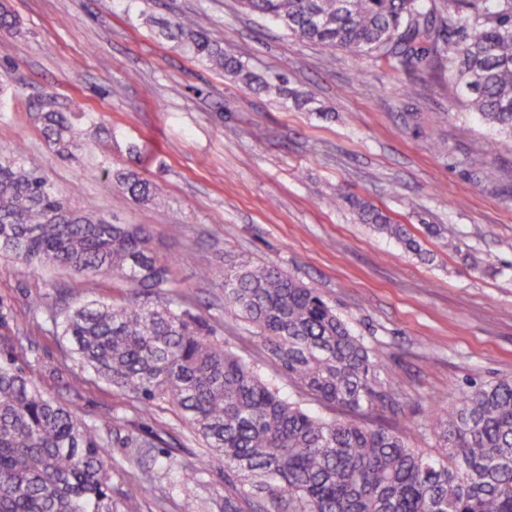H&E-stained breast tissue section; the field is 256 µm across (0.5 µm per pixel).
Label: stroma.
Here are the masks:
<instances>
[{
  "mask_svg": "<svg viewBox=\"0 0 512 512\" xmlns=\"http://www.w3.org/2000/svg\"><path fill=\"white\" fill-rule=\"evenodd\" d=\"M16 20L0 31V151L23 146L29 165L75 205L142 224L171 265L175 286L217 340L252 360L291 395L259 329L224 312V269L239 259L274 265L318 289L394 379L411 447L438 454L430 412L467 384L512 374V155L493 154L494 131L448 79L396 72L382 61L326 55L238 0H0ZM200 16L211 37L260 74L286 75L287 95L256 93L191 59L160 36L159 18ZM82 97L99 124L107 168L50 149L31 104ZM136 171L165 202L133 201L116 184ZM349 194L404 224L419 245L360 223ZM440 233L432 236L428 225ZM123 285L81 288L68 272L34 271L0 256V358L92 424L111 427L114 498L141 512H184L172 478L125 461L134 422L180 462L201 442L179 410L150 418L87 370L53 331L49 313L119 299ZM33 336L20 348L18 333Z\"/></svg>",
  "mask_w": 512,
  "mask_h": 512,
  "instance_id": "1",
  "label": "stroma"
}]
</instances>
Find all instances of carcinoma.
<instances>
[{"label": "carcinoma", "instance_id": "obj_1", "mask_svg": "<svg viewBox=\"0 0 512 512\" xmlns=\"http://www.w3.org/2000/svg\"><path fill=\"white\" fill-rule=\"evenodd\" d=\"M329 54L341 50L394 70L419 67L455 80L468 105L512 154V0H241ZM161 34L192 59L260 93L283 90L212 39L192 17ZM56 153L97 148L77 123L97 116L71 99L38 103ZM135 201L163 200L141 174L118 175ZM342 200L360 220L420 245L406 227L358 198ZM31 269L64 268L87 288H128L110 304L87 300L54 313L56 333L74 344L82 368L128 397L139 417L161 402L178 408L203 446L224 461V512H512V375L461 391L429 418L444 452H419L395 429L358 422L374 410L401 414L393 380L315 288L279 268L242 259L224 270V312L262 332L277 371L300 395L284 397L214 328L182 307L167 262L138 224H118L87 205L76 209L24 153L0 156V256ZM342 413L327 418L301 398ZM163 441L133 434L126 459L155 458ZM107 427L90 425L10 362L0 363V512H137L112 497ZM210 461L170 462L193 502Z\"/></svg>", "mask_w": 512, "mask_h": 512}]
</instances>
